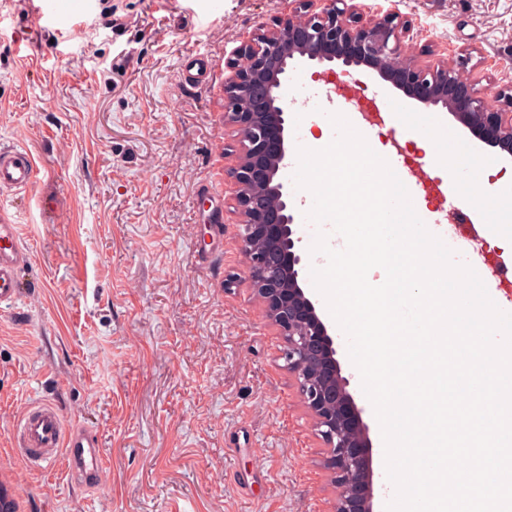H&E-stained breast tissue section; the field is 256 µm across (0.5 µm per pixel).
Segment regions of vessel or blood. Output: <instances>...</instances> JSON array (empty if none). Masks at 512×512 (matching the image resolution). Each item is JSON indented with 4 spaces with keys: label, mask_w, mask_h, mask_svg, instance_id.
Instances as JSON below:
<instances>
[{
    "label": "vessel or blood",
    "mask_w": 512,
    "mask_h": 512,
    "mask_svg": "<svg viewBox=\"0 0 512 512\" xmlns=\"http://www.w3.org/2000/svg\"><path fill=\"white\" fill-rule=\"evenodd\" d=\"M212 65L208 58L189 54L178 71L183 85L198 84L200 77L209 75ZM345 108L361 121L362 128L385 126L392 120L389 103L358 94L354 86H345L340 94ZM388 162L407 188H425L429 177L424 165L406 166L400 150H392ZM39 170L29 152L23 148L0 147V189L23 191L38 178ZM461 177L452 174L448 180V212L433 224L434 235L445 238L456 235L459 225L468 228L467 239L476 242L485 230L457 194ZM29 262L22 247L18 227L7 212H0V304L15 302L20 294L19 272ZM491 298H498L503 286L512 285V269L507 265L478 266ZM15 447L28 461L48 465L63 462L70 480L91 489L103 479L106 464L97 434L83 425H65L58 407L42 400L29 404L21 414L16 428Z\"/></svg>",
    "instance_id": "vessel-or-blood-1"
}]
</instances>
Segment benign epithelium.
Segmentation results:
<instances>
[{"label": "benign epithelium", "mask_w": 512, "mask_h": 512, "mask_svg": "<svg viewBox=\"0 0 512 512\" xmlns=\"http://www.w3.org/2000/svg\"><path fill=\"white\" fill-rule=\"evenodd\" d=\"M288 13L256 28L224 64V124L238 142L235 202L239 243L266 317L284 340L281 359L327 448L334 512H374L369 428L337 358L335 337L300 285L290 193L286 106L280 95L296 60L365 66L408 98L440 105L483 144L512 154V87L493 100L463 81L448 59L409 51L413 24L397 14L368 15L349 0H289Z\"/></svg>", "instance_id": "7a95c632"}]
</instances>
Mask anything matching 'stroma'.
I'll return each mask as SVG.
<instances>
[{
	"mask_svg": "<svg viewBox=\"0 0 512 512\" xmlns=\"http://www.w3.org/2000/svg\"><path fill=\"white\" fill-rule=\"evenodd\" d=\"M84 14L57 0L38 18L32 0H0V145L31 152L39 176L0 192L31 256L25 287L0 312V456L24 512H331L324 450L280 357L283 339L256 297L238 238L236 137L224 125V61L288 0H102ZM394 11L458 64L486 95L512 84V0H361ZM123 17V36L112 16ZM212 60L202 85L182 88L185 55ZM366 94H383L403 144L447 182L436 158L469 175L458 194L488 222L485 255L512 264L499 240L512 222V162L480 145L446 112L405 97L364 67L333 66ZM329 103L290 112V149L335 136ZM211 243H204L202 230ZM302 287L336 338L350 391L384 474L381 431L347 339L311 279ZM57 405L66 424L93 428L108 463L99 487L63 466L14 452L23 408Z\"/></svg>",
	"mask_w": 512,
	"mask_h": 512,
	"instance_id": "35a3bbf8",
	"label": "stroma"
}]
</instances>
